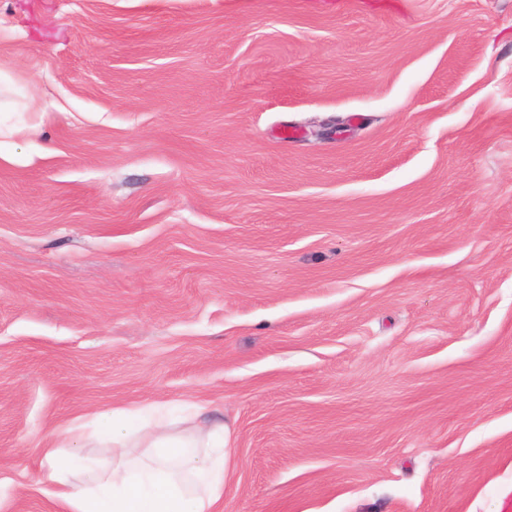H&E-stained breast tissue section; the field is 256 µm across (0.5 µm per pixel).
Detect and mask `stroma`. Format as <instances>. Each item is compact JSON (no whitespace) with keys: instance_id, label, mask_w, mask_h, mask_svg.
<instances>
[{"instance_id":"35a3bbf8","label":"stroma","mask_w":512,"mask_h":512,"mask_svg":"<svg viewBox=\"0 0 512 512\" xmlns=\"http://www.w3.org/2000/svg\"><path fill=\"white\" fill-rule=\"evenodd\" d=\"M18 121L0 512L144 399L224 512H512V0H0Z\"/></svg>"}]
</instances>
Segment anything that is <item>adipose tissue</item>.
<instances>
[{
    "mask_svg": "<svg viewBox=\"0 0 512 512\" xmlns=\"http://www.w3.org/2000/svg\"><path fill=\"white\" fill-rule=\"evenodd\" d=\"M143 404L113 409L111 427L97 432L112 460H63L83 439L82 426L55 433L39 479L43 494L68 512H221L226 479V429L213 423L172 435L169 424L140 423Z\"/></svg>",
    "mask_w": 512,
    "mask_h": 512,
    "instance_id": "obj_1",
    "label": "adipose tissue"
}]
</instances>
